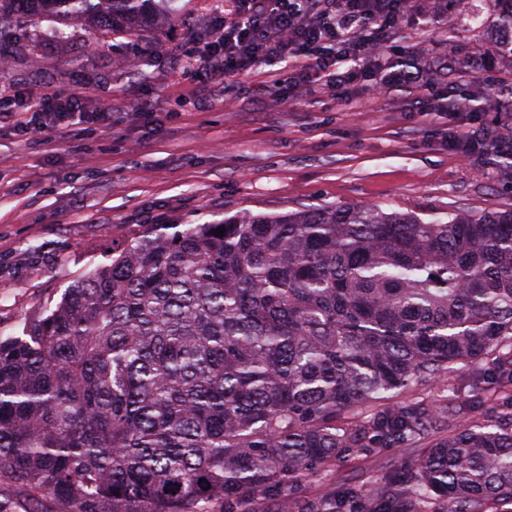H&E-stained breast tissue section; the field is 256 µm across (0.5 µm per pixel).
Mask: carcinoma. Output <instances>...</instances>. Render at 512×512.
<instances>
[{"label": "carcinoma", "instance_id": "obj_1", "mask_svg": "<svg viewBox=\"0 0 512 512\" xmlns=\"http://www.w3.org/2000/svg\"><path fill=\"white\" fill-rule=\"evenodd\" d=\"M171 0H0L124 35ZM497 24L512 55V0ZM225 228L224 236L215 230ZM512 203L426 221L378 205L156 233L0 339V476L23 512H512V412L429 438L385 402L480 359L512 386ZM423 445L368 491L288 484Z\"/></svg>", "mask_w": 512, "mask_h": 512}]
</instances>
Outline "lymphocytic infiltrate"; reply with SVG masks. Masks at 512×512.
<instances>
[{
    "label": "lymphocytic infiltrate",
    "instance_id": "obj_1",
    "mask_svg": "<svg viewBox=\"0 0 512 512\" xmlns=\"http://www.w3.org/2000/svg\"><path fill=\"white\" fill-rule=\"evenodd\" d=\"M230 19L199 69L246 75L302 56L301 75L284 77L289 89L311 78L344 93L358 73L372 69L392 43L414 0H231Z\"/></svg>",
    "mask_w": 512,
    "mask_h": 512
}]
</instances>
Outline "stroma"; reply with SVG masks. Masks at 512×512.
<instances>
[{
	"instance_id": "obj_1",
	"label": "stroma",
	"mask_w": 512,
	"mask_h": 512,
	"mask_svg": "<svg viewBox=\"0 0 512 512\" xmlns=\"http://www.w3.org/2000/svg\"><path fill=\"white\" fill-rule=\"evenodd\" d=\"M172 20L117 38L81 20L17 17L0 39V338L19 335L64 291L154 229L171 234L243 214L375 204L423 219L455 210L493 211L512 200V172L492 144L512 131V110L456 117L432 111L445 97L473 96L471 63L484 65V91L512 86L495 51L491 0H470L480 24L447 42L417 16L402 24L377 66L418 68L420 88L347 96L307 82L291 95L276 72L211 74L189 65L224 25L227 0H180ZM74 94L84 117L50 124L44 139L22 132L37 92ZM111 107L109 124L95 121ZM484 145L463 156L461 142ZM399 407L444 405L458 420L512 412L488 361L393 400ZM413 448L357 453L293 481L306 501L345 483L375 484Z\"/></svg>"
}]
</instances>
